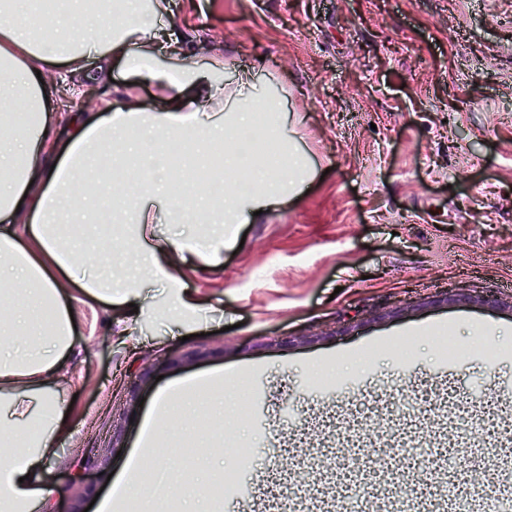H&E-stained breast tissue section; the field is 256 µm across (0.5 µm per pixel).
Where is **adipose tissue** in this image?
I'll list each match as a JSON object with an SVG mask.
<instances>
[{"instance_id": "obj_1", "label": "adipose tissue", "mask_w": 512, "mask_h": 512, "mask_svg": "<svg viewBox=\"0 0 512 512\" xmlns=\"http://www.w3.org/2000/svg\"><path fill=\"white\" fill-rule=\"evenodd\" d=\"M25 2L18 21L0 27V105L9 110L22 102L29 109L27 123L0 133L6 169L0 178V272L10 282L0 290V338L25 339L14 356H0V446L8 450L0 458V512H43L52 495L42 467L72 434L59 385L74 346L72 293L149 309V286L159 273L218 255L225 225L247 224L256 211L286 205L314 175L288 132L284 95L266 86L246 92L226 78L223 57L190 62L189 47L163 34L151 0H117L112 19L90 14L76 31L48 19L35 0ZM114 61L126 63L131 84L155 85L162 106L130 101L96 112H61L49 99V84L37 78L45 68L61 67L101 84ZM257 106L267 125L257 123ZM272 132L282 154L271 167L252 155ZM216 141L224 143V164L234 170L223 199L162 195L161 184L172 174L169 151L177 147L196 159ZM114 148L145 173L134 201H127L124 184L105 177ZM86 183L106 186L109 222L131 229L136 249L124 268L71 247L73 233L63 217L84 208ZM161 223L202 224L212 232L162 245L155 233Z\"/></svg>"}]
</instances>
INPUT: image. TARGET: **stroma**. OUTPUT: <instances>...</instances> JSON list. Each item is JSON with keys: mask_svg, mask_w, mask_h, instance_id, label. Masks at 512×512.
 <instances>
[{"mask_svg": "<svg viewBox=\"0 0 512 512\" xmlns=\"http://www.w3.org/2000/svg\"><path fill=\"white\" fill-rule=\"evenodd\" d=\"M164 20L198 55L221 52L231 78L280 80L317 175L283 209L225 225L216 259L153 282V309L73 300L63 383L73 434L43 468L50 512H66L90 481L107 494L160 391L216 370L231 388L223 402L176 401L158 424L161 448L187 436L211 444L192 467L200 493L182 497V475L171 481L164 499L177 512H212L202 488L220 460L248 488L226 496L223 512H261L271 443L292 433L295 412L407 393L418 379L435 396L455 385V418L475 413L485 435L499 432L512 420V315L473 298L512 295V0H167ZM112 77L95 86L96 106L131 94L159 105L153 84L126 88L123 64ZM175 285L199 298V313L170 312ZM446 291L463 301L433 304ZM284 336L302 342L274 346ZM441 336L457 359L442 354ZM191 351L207 357L135 384L142 360ZM285 383L296 399L274 408ZM238 390L250 414L236 411ZM438 416L419 412L412 426L421 451L460 452L465 429L440 432ZM87 456L104 479L72 482ZM465 484L489 488L477 512L512 497V477L484 462L466 465Z\"/></svg>", "mask_w": 512, "mask_h": 512, "instance_id": "obj_1", "label": "stroma"}]
</instances>
